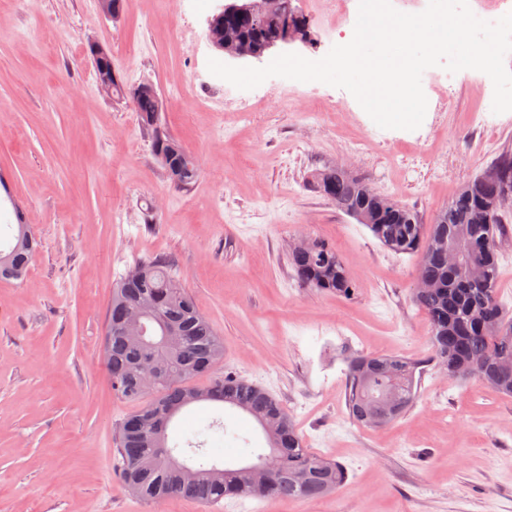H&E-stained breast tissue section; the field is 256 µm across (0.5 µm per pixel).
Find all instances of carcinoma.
I'll use <instances>...</instances> for the list:
<instances>
[{
	"label": "carcinoma",
	"instance_id": "1",
	"mask_svg": "<svg viewBox=\"0 0 512 512\" xmlns=\"http://www.w3.org/2000/svg\"><path fill=\"white\" fill-rule=\"evenodd\" d=\"M267 16L247 19L224 17V28L241 44L258 49L288 30V19L297 13L292 0H274ZM157 101L147 96L139 104L138 118L151 139L156 158L167 177L181 188L192 186L199 168L192 155L158 123H149ZM489 169L498 173L490 180L475 176L431 224H423L417 211L373 191L361 179L338 168H326L315 176L317 192L336 207L359 219L370 211L372 235L396 254L418 258V272L432 284L413 293L427 317L433 358L450 377L478 376L502 394L512 397V317L497 296L499 238L512 215L500 210V192L512 185V152H502ZM16 223L8 225L0 245V282H23L37 250L31 226L23 212L14 210ZM289 264L303 285L336 293L355 294L336 248L313 241L304 250H293ZM137 310L147 335L167 327L173 335L156 351L164 376L151 387L143 376L151 350L133 345L127 338L129 311ZM224 356V344L212 322L199 310L193 295L179 282L162 259L142 262L120 278L112 291L106 316L105 360L112 390L137 408L119 425L120 470L126 488L151 502L181 497L202 504L226 498L314 499L336 490L347 472L336 462L310 454L294 421L279 401L262 386L240 376L224 375L206 389L191 381L207 373ZM346 410L349 419L364 427L385 422L376 417L383 410L378 400L390 395L389 421L401 416L416 398L421 376L417 363L395 355L347 357ZM201 402H219L242 411L261 427L268 447L278 448L280 473L257 488L245 467H223L209 445L229 439L241 445L244 455L262 457L251 440L222 420L201 424L185 441L193 475H185L168 444V427L184 409Z\"/></svg>",
	"mask_w": 512,
	"mask_h": 512
}]
</instances>
